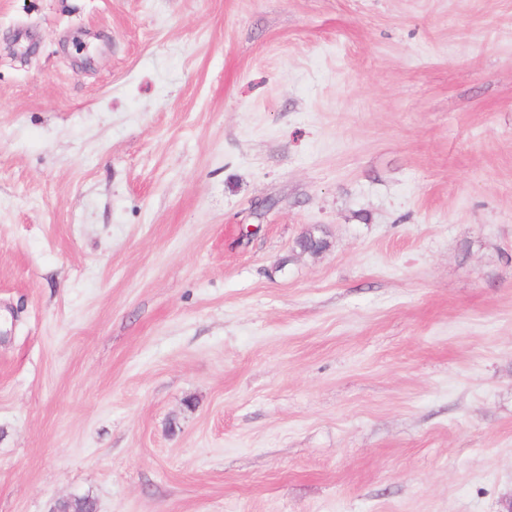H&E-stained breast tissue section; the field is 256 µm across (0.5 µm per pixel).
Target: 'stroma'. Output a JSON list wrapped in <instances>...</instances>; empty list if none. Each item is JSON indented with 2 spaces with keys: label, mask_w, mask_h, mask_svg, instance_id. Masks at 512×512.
<instances>
[{
  "label": "stroma",
  "mask_w": 512,
  "mask_h": 512,
  "mask_svg": "<svg viewBox=\"0 0 512 512\" xmlns=\"http://www.w3.org/2000/svg\"><path fill=\"white\" fill-rule=\"evenodd\" d=\"M73 495L504 512L512 0H0V512Z\"/></svg>",
  "instance_id": "obj_1"
}]
</instances>
